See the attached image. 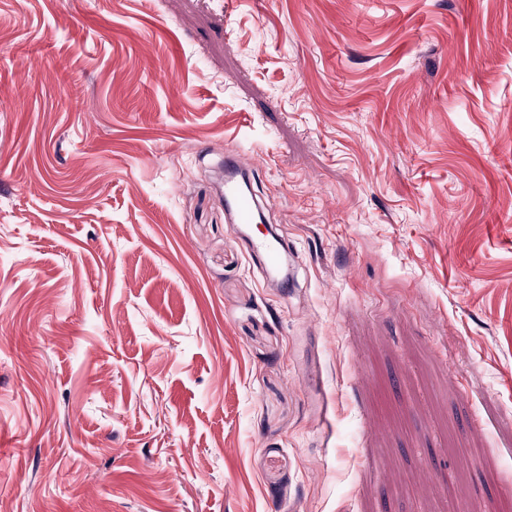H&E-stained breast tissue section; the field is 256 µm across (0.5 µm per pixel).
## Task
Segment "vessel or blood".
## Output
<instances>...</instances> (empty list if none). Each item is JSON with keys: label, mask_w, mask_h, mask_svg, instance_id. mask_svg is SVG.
I'll list each match as a JSON object with an SVG mask.
<instances>
[{"label": "vessel or blood", "mask_w": 512, "mask_h": 512, "mask_svg": "<svg viewBox=\"0 0 512 512\" xmlns=\"http://www.w3.org/2000/svg\"><path fill=\"white\" fill-rule=\"evenodd\" d=\"M258 165L247 153L234 148L224 151V221L249 235L251 225L264 219L253 191ZM252 256L261 258L268 275L285 282L288 274V250L278 233L251 237Z\"/></svg>", "instance_id": "obj_1"}]
</instances>
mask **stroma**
Returning <instances> with one entry per match:
<instances>
[{"mask_svg": "<svg viewBox=\"0 0 512 512\" xmlns=\"http://www.w3.org/2000/svg\"><path fill=\"white\" fill-rule=\"evenodd\" d=\"M473 504L512 512V0H0V512ZM258 164L245 152L235 148L224 150V221L236 224L239 232L249 237L251 224L264 220L260 202L253 191ZM250 249L252 257L262 259L266 273L285 283V288H288V248L279 234L269 232L267 236L250 238Z\"/></svg>", "mask_w": 512, "mask_h": 512, "instance_id": "1", "label": "stroma"}]
</instances>
